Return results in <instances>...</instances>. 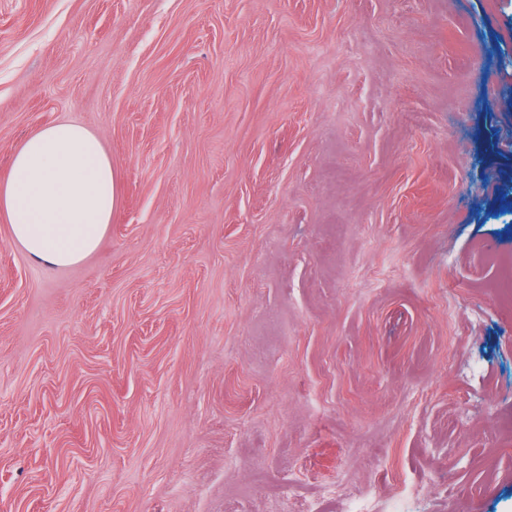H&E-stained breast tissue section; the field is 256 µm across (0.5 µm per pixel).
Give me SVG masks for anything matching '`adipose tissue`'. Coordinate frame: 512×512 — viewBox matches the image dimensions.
<instances>
[{
    "mask_svg": "<svg viewBox=\"0 0 512 512\" xmlns=\"http://www.w3.org/2000/svg\"><path fill=\"white\" fill-rule=\"evenodd\" d=\"M117 204L112 158L74 122L38 128L16 149L0 180V220L33 259L73 265L98 247Z\"/></svg>",
    "mask_w": 512,
    "mask_h": 512,
    "instance_id": "ef3b65f1",
    "label": "adipose tissue"
}]
</instances>
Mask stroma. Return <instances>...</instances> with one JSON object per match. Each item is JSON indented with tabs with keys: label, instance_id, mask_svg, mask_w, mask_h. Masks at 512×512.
I'll use <instances>...</instances> for the list:
<instances>
[{
	"label": "stroma",
	"instance_id": "obj_1",
	"mask_svg": "<svg viewBox=\"0 0 512 512\" xmlns=\"http://www.w3.org/2000/svg\"><path fill=\"white\" fill-rule=\"evenodd\" d=\"M61 120L118 204L0 221V512H512V0H0V179Z\"/></svg>",
	"mask_w": 512,
	"mask_h": 512
}]
</instances>
